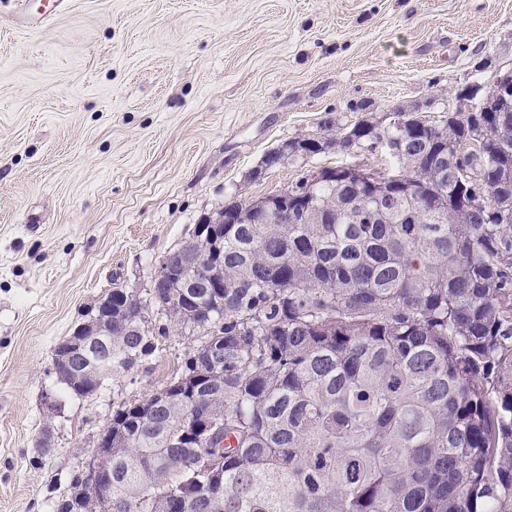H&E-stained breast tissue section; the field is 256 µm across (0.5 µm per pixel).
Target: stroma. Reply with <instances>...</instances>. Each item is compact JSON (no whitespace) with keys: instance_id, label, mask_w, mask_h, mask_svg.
I'll use <instances>...</instances> for the list:
<instances>
[{"instance_id":"obj_1","label":"stroma","mask_w":512,"mask_h":512,"mask_svg":"<svg viewBox=\"0 0 512 512\" xmlns=\"http://www.w3.org/2000/svg\"><path fill=\"white\" fill-rule=\"evenodd\" d=\"M510 69L512 0H69L38 26L0 0V512H52L114 404L196 343L169 326L71 397L52 350L113 283L143 291L225 204L352 164L333 146L261 172L325 118L439 112Z\"/></svg>"}]
</instances>
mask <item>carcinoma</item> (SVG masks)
<instances>
[{
    "instance_id": "cac0c4a2",
    "label": "carcinoma",
    "mask_w": 512,
    "mask_h": 512,
    "mask_svg": "<svg viewBox=\"0 0 512 512\" xmlns=\"http://www.w3.org/2000/svg\"><path fill=\"white\" fill-rule=\"evenodd\" d=\"M322 126L345 151L405 141L388 167L407 182L381 205L338 168L320 223L241 224L230 203L201 256L223 307L206 286H115L89 350L53 349L82 399L154 353L149 309L213 328L160 393L113 407L112 512H512V111ZM88 483L77 469L57 512H102Z\"/></svg>"
}]
</instances>
